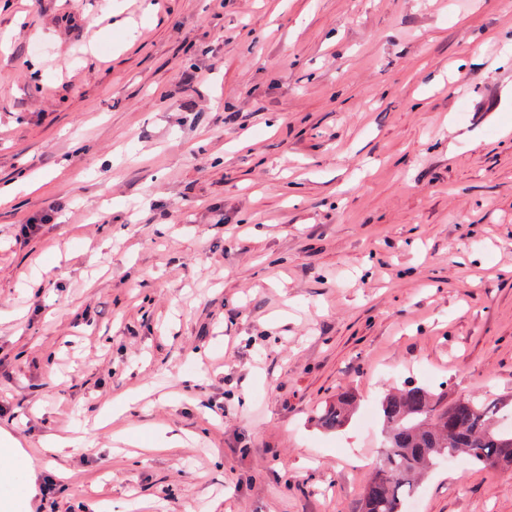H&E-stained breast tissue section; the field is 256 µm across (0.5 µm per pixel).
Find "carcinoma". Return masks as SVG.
<instances>
[{
	"label": "carcinoma",
	"instance_id": "carcinoma-1",
	"mask_svg": "<svg viewBox=\"0 0 512 512\" xmlns=\"http://www.w3.org/2000/svg\"><path fill=\"white\" fill-rule=\"evenodd\" d=\"M351 404V394L342 393L321 410L318 423L329 431L342 427ZM379 409L387 444L363 490V512H403L420 476L445 459L462 456L485 468H512V427L498 422L502 407L494 402H449L441 392L407 382L390 387Z\"/></svg>",
	"mask_w": 512,
	"mask_h": 512
}]
</instances>
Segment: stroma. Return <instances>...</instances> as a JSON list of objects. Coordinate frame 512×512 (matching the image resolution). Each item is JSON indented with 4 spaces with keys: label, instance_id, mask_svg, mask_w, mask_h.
I'll return each mask as SVG.
<instances>
[{
    "label": "stroma",
    "instance_id": "stroma-1",
    "mask_svg": "<svg viewBox=\"0 0 512 512\" xmlns=\"http://www.w3.org/2000/svg\"><path fill=\"white\" fill-rule=\"evenodd\" d=\"M4 28L0 429L69 474L31 512H362L388 386L512 402V0H0ZM414 497L512 512V471ZM352 396L348 392L342 393L336 403L326 405L318 415V423L326 430L332 431L342 427L350 415Z\"/></svg>",
    "mask_w": 512,
    "mask_h": 512
}]
</instances>
